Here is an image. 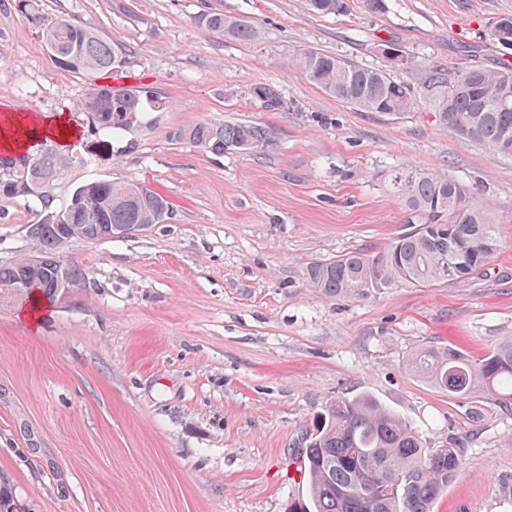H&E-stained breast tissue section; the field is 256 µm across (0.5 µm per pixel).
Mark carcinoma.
Listing matches in <instances>:
<instances>
[{
  "label": "carcinoma",
  "mask_w": 512,
  "mask_h": 512,
  "mask_svg": "<svg viewBox=\"0 0 512 512\" xmlns=\"http://www.w3.org/2000/svg\"><path fill=\"white\" fill-rule=\"evenodd\" d=\"M320 15L341 14L347 0H307ZM199 27L246 40L250 24L217 12L196 17ZM492 39L512 46V15L495 19ZM67 61L65 69L92 77L121 66L122 49L112 39L60 17L41 28ZM294 66L327 94L365 112L400 114L420 95L439 124L483 143L497 156L512 159V65L468 66L453 73L428 66L417 87L388 72L314 49L302 50ZM169 108L149 86L116 89L92 84L77 103L91 132L112 148L120 133L152 124L150 115ZM179 142L222 155L245 151L270 139L267 127L240 122L203 121L173 133ZM73 162L58 141L38 139L28 153H0V197H27L41 214L28 235L43 258L37 266L19 257L0 263V295L29 297L39 292L48 302L60 293L57 237L65 220L76 239L96 238L107 225L118 234L128 224H162L171 214L168 200L139 180L93 181L78 187L64 210L52 209L56 183ZM407 212L409 230L382 250L352 251L338 259L313 263L304 272L308 286L325 296L366 298L384 289L427 286L465 279L482 272L499 250L497 225L473 198L471 189L440 173L414 170L395 177ZM412 372L448 395L468 398L481 387L505 407L512 406V337L481 357L451 348L425 347L408 359ZM309 481V506L292 512H432L462 465L455 448H431L410 423L369 395L338 397L326 403L302 450Z\"/></svg>",
  "instance_id": "1"
}]
</instances>
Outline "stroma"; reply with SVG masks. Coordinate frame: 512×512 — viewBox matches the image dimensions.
I'll return each mask as SVG.
<instances>
[{"mask_svg": "<svg viewBox=\"0 0 512 512\" xmlns=\"http://www.w3.org/2000/svg\"><path fill=\"white\" fill-rule=\"evenodd\" d=\"M320 16L305 0H0V112L68 114L80 160L53 191L137 179L172 217L59 253L88 279L36 325L0 299V486L28 512H288L306 502V434L325 404L369 394L462 466L433 512H512V409L448 396L414 375L427 347L479 357L512 336V162L443 128L424 104L364 112L308 82L299 50L387 70L512 62L489 26L512 0H385ZM206 11L244 19L215 34ZM66 16L125 51L122 82L169 103L101 150L74 113L87 79L59 67L39 22ZM397 48L403 64L381 54ZM275 90L277 107L256 99ZM209 120L269 128L256 150L217 156L173 131ZM469 185L501 250L485 273L367 297L322 295L303 273L407 231L397 173ZM30 199L0 198V263L34 256ZM196 23L199 27L209 32L222 35L225 32L241 40L248 39L252 32V28L247 21L242 19L232 20L224 17L223 13L217 12L199 15L196 17Z\"/></svg>", "mask_w": 512, "mask_h": 512, "instance_id": "1", "label": "stroma"}]
</instances>
